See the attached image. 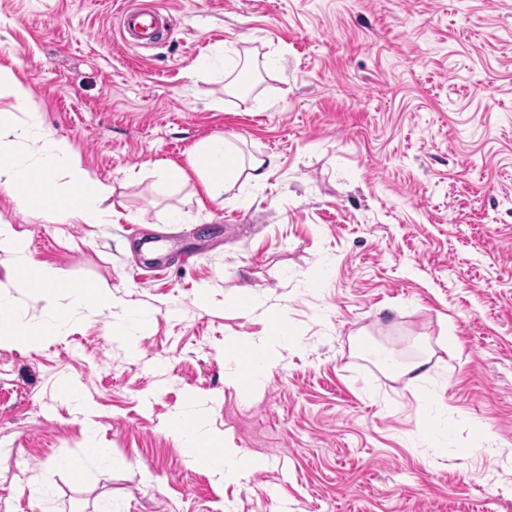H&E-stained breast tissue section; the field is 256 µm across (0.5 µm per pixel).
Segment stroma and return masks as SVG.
I'll return each mask as SVG.
<instances>
[{"instance_id":"1","label":"stroma","mask_w":512,"mask_h":512,"mask_svg":"<svg viewBox=\"0 0 512 512\" xmlns=\"http://www.w3.org/2000/svg\"><path fill=\"white\" fill-rule=\"evenodd\" d=\"M129 2L0 0V68L31 91L0 112L77 151L112 215L0 193V221L116 298L0 345V512H512V0H164L148 50L117 32ZM215 135L274 156L267 183L201 203L190 158ZM241 290L257 312L225 309ZM1 294L44 321L0 252ZM142 305L133 358L111 324ZM270 307L293 344L248 399L223 349ZM418 360L424 391L397 373ZM191 395L264 469L186 464L169 420Z\"/></svg>"}]
</instances>
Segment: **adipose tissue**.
Wrapping results in <instances>:
<instances>
[{
  "instance_id": "ef3b65f1",
  "label": "adipose tissue",
  "mask_w": 512,
  "mask_h": 512,
  "mask_svg": "<svg viewBox=\"0 0 512 512\" xmlns=\"http://www.w3.org/2000/svg\"><path fill=\"white\" fill-rule=\"evenodd\" d=\"M233 154V143L216 136L202 142L192 156L191 165L200 175L205 195L212 203L223 204L226 190L239 179L258 185L266 182L276 168L274 158L256 156L243 167ZM0 191L24 208L51 199L62 223L73 219L85 224L111 221L110 214L101 206L108 189L92 177L80 155L53 138L41 124L19 130L12 112H0ZM0 251L11 255L20 286L31 283L42 286L47 308L46 319L32 325L24 322L9 300L0 297V342L34 346L58 335L60 328L69 325L78 312L111 309V288L68 285L58 268L35 261L26 242L5 223L0 224ZM59 294L65 296V303H55L54 298ZM277 343V337L270 335L236 339L240 357L250 360L251 365L228 374V383L245 395L260 387L274 359ZM170 425L191 467L221 476H245L264 465L263 459L240 455L228 440L213 433L195 397H188L185 405L172 414Z\"/></svg>"
}]
</instances>
